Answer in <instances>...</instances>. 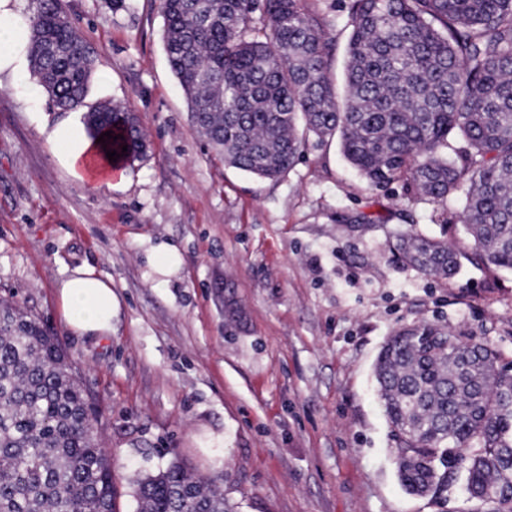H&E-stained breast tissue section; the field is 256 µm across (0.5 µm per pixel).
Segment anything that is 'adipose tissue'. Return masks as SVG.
<instances>
[{"label":"adipose tissue","instance_id":"adipose-tissue-1","mask_svg":"<svg viewBox=\"0 0 512 512\" xmlns=\"http://www.w3.org/2000/svg\"><path fill=\"white\" fill-rule=\"evenodd\" d=\"M15 6L16 0H0V74L9 75L14 85L25 88L28 99L36 100L42 89L28 79L29 32L18 20ZM47 141L71 177L82 185L96 186L97 175L112 170L100 159L96 134L87 131L80 117L52 126ZM59 298L63 318L73 331L89 336L111 333V280L98 276L93 268H75L61 281Z\"/></svg>","mask_w":512,"mask_h":512}]
</instances>
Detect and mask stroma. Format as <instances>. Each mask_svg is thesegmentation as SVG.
<instances>
[{"mask_svg":"<svg viewBox=\"0 0 512 512\" xmlns=\"http://www.w3.org/2000/svg\"><path fill=\"white\" fill-rule=\"evenodd\" d=\"M63 4L112 74L92 78L87 106L133 110L148 152L124 189L81 186L41 131L65 112L0 81V304L39 321L76 367L117 512H135L131 479L173 452L238 512H477L456 483L406 492L374 374L387 337L414 324L512 361V272L471 260L461 197L369 188L337 142L313 137L279 180L233 168L190 120L158 0ZM406 230L454 243L456 274L404 267L392 244ZM162 242L181 257L164 287L151 263ZM79 266L112 282L109 336L61 315L58 285Z\"/></svg>","mask_w":512,"mask_h":512,"instance_id":"stroma-1","label":"stroma"}]
</instances>
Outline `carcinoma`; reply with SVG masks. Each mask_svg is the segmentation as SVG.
I'll return each instance as SVG.
<instances>
[{
	"instance_id": "cac0c4a2",
	"label": "carcinoma",
	"mask_w": 512,
	"mask_h": 512,
	"mask_svg": "<svg viewBox=\"0 0 512 512\" xmlns=\"http://www.w3.org/2000/svg\"><path fill=\"white\" fill-rule=\"evenodd\" d=\"M159 8L191 122L225 163L273 181L306 136L335 139L370 188L401 181L439 204L465 190L472 254L512 270V0H349L341 88L330 23L306 0ZM25 24L38 82L60 109L84 107L96 59L62 0H34ZM87 118L97 134L110 129L121 163L146 154L128 109L104 104ZM394 249L425 275L459 267L444 239L406 232ZM376 380L409 493L440 495L461 472L484 512H512V362L476 336L422 324L384 344ZM97 420L58 341L1 305L0 512H116ZM134 486L135 512H235L176 456Z\"/></svg>"
}]
</instances>
